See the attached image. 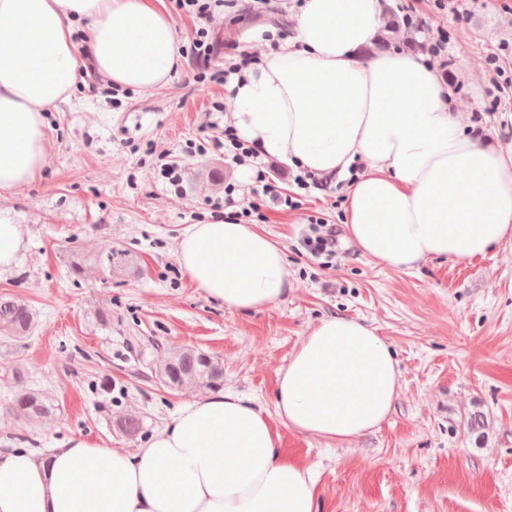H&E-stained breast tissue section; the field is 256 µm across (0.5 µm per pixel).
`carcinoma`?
<instances>
[{
    "label": "carcinoma",
    "instance_id": "carcinoma-1",
    "mask_svg": "<svg viewBox=\"0 0 512 512\" xmlns=\"http://www.w3.org/2000/svg\"><path fill=\"white\" fill-rule=\"evenodd\" d=\"M109 274L123 275L134 261L129 253L108 247L86 260L78 258L71 266V273L79 277L84 272L85 262ZM35 313L24 302L0 298V332L15 337L30 333L35 325ZM156 375L172 389L194 385L208 390H217L224 384L221 365L208 354L186 347L173 352L156 368ZM54 410L51 401L38 391H26L13 400L11 412L17 418L36 424Z\"/></svg>",
    "mask_w": 512,
    "mask_h": 512
}]
</instances>
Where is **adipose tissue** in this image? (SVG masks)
<instances>
[{
  "mask_svg": "<svg viewBox=\"0 0 512 512\" xmlns=\"http://www.w3.org/2000/svg\"><path fill=\"white\" fill-rule=\"evenodd\" d=\"M380 0H303L294 33L232 77L242 138L294 168L345 179L362 255L396 270L464 260L512 238V156L463 129L420 54L369 59ZM164 0H0V194L39 181L48 114L80 56L112 86L148 92L182 66ZM177 259L226 309L261 311L290 287L283 250L249 224L190 225ZM396 362L369 325L322 319L277 378L275 418L232 391L186 405L136 453L73 437L43 459L0 448V512H317L315 480L281 446L286 427L333 441L378 428L398 395Z\"/></svg>",
  "mask_w": 512,
  "mask_h": 512,
  "instance_id": "adipose-tissue-1",
  "label": "adipose tissue"
}]
</instances>
